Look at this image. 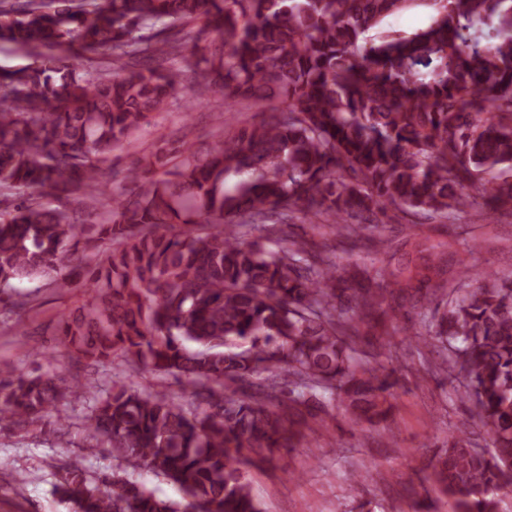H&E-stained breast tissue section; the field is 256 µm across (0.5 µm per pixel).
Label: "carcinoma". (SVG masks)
Masks as SVG:
<instances>
[{
    "mask_svg": "<svg viewBox=\"0 0 512 512\" xmlns=\"http://www.w3.org/2000/svg\"><path fill=\"white\" fill-rule=\"evenodd\" d=\"M413 2L0 0V42L35 57L0 77V294L84 289L58 320L68 353L172 376L203 406L118 383L94 397L86 429L182 499L64 465L55 491L76 512H263L249 470L325 400L372 426L390 414L391 374L356 363L369 340L358 325L383 335L387 296L421 305L450 286L416 341L448 346L492 451L454 441L431 478L452 512H499L512 492V287L471 246L452 285L429 262L372 263L349 275L353 317L330 246L240 235L297 213L336 238L361 234L346 218L390 209L512 213V0H427V26L367 39ZM188 89L273 115L203 153L186 125L137 159L102 213L67 206L112 184V152ZM94 389L0 362V423Z\"/></svg>",
    "mask_w": 512,
    "mask_h": 512,
    "instance_id": "cac0c4a2",
    "label": "carcinoma"
}]
</instances>
